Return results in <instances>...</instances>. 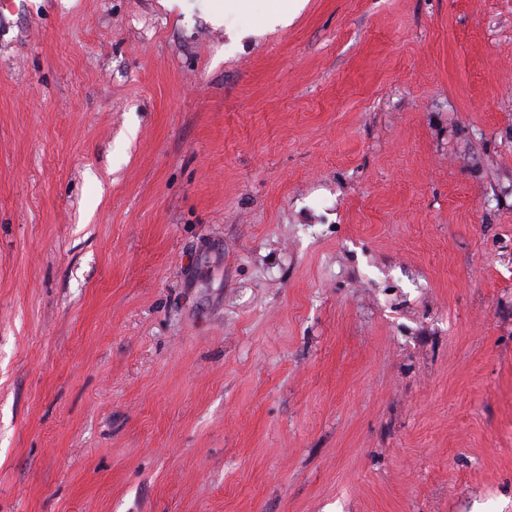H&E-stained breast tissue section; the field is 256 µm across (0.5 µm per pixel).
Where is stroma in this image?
<instances>
[{
	"mask_svg": "<svg viewBox=\"0 0 512 512\" xmlns=\"http://www.w3.org/2000/svg\"><path fill=\"white\" fill-rule=\"evenodd\" d=\"M0 0V512H512V0Z\"/></svg>",
	"mask_w": 512,
	"mask_h": 512,
	"instance_id": "obj_1",
	"label": "stroma"
}]
</instances>
